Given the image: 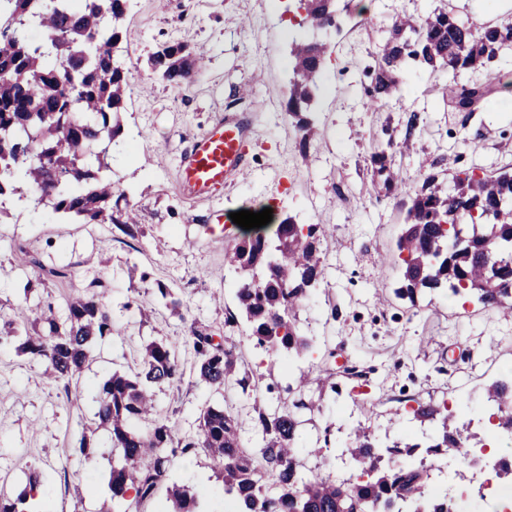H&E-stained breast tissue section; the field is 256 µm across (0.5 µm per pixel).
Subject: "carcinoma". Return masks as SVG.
<instances>
[{"label":"carcinoma","instance_id":"1","mask_svg":"<svg viewBox=\"0 0 512 512\" xmlns=\"http://www.w3.org/2000/svg\"><path fill=\"white\" fill-rule=\"evenodd\" d=\"M300 24L316 29L337 25L336 0H296ZM127 0H0V216L15 206L51 212L78 224L136 223L135 210L121 207L127 193L112 182V158L122 129L130 72L113 55L122 38ZM512 47V22L465 24L446 11L393 22L374 66L367 95L380 110L386 97L414 63L430 73L448 72V100L468 112L490 102L498 73L492 66ZM327 46L318 40L291 43L288 116L303 143L315 135L304 116L314 102ZM163 79L188 82L202 62L179 41L160 44L149 57ZM485 72L480 82L462 84L464 72ZM397 144L378 143L371 154L374 174L386 190L405 187L391 165ZM327 235L321 224H296L286 217L276 241L245 237L225 254L240 274L236 296L249 323V338L268 366H287L289 357L312 351L298 314L310 301L309 288L324 282ZM397 248L404 254L398 297L416 304L429 290L446 288L455 296L474 294L483 304L512 312V172L478 176L461 170L447 181L429 173L410 197L405 230ZM91 291L66 303L60 319L49 307L34 321L10 319L0 327V346L42 359L65 393L78 383L90 344L112 334L105 301L108 285L93 279ZM235 318L224 335L190 326L196 377L220 390L251 397L258 377L237 367L228 346ZM183 367L170 346L148 345L131 374L114 373L104 382L92 425L108 432L118 462L109 481L112 499L134 493L139 505L166 487L171 512H197L201 491L166 485L171 458L206 454L224 495L236 512H446L431 483L430 466L415 459L419 445L381 446L361 428L347 449L353 468L367 480L348 484L329 472L305 471L296 449L303 446L297 411L303 400L268 411L253 407L256 440L246 438L238 413L229 405L206 404L198 431L183 437L174 425L152 419V389L181 381ZM497 407V427L512 438V382L488 387ZM415 418L439 421L429 451L445 449L447 462L467 459L476 435L452 414L421 405ZM43 487L32 471L14 498L0 493V512H26V502Z\"/></svg>","mask_w":512,"mask_h":512}]
</instances>
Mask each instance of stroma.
Masks as SVG:
<instances>
[{
	"instance_id": "stroma-1",
	"label": "stroma",
	"mask_w": 512,
	"mask_h": 512,
	"mask_svg": "<svg viewBox=\"0 0 512 512\" xmlns=\"http://www.w3.org/2000/svg\"><path fill=\"white\" fill-rule=\"evenodd\" d=\"M338 8L339 29L316 33L292 20L294 0H129L117 51L132 76L121 134L126 151L113 179L127 191L138 224H66L54 215L36 221L19 209L0 219V315L32 318L48 304L65 315L66 298L100 278L109 285L106 302L119 332L92 343L76 402L39 361L12 347L0 350L1 493L16 495L37 469L53 512H100L106 504L125 512L126 502L113 500L109 489L108 435H92L93 460L78 448L103 382L134 370L149 343L175 347L185 370L181 383L156 388L158 419L192 434L200 408L223 402V393L196 380L189 326L218 334L238 311L237 276L224 251L245 231L229 219L223 233L211 229L214 211L228 199L254 212L272 208L279 220L325 225L333 238L326 279L299 314L301 331L317 348L294 366L319 377L324 355L332 352L337 366H356L359 375L340 372L321 410L302 412L306 470L345 476L350 461L340 444L360 425L389 444L431 433L432 422L406 415L420 402L470 404L471 429L484 433L486 389L512 367V317L474 295L435 290L414 307L396 297L406 210L387 196L369 155L385 134L407 142L393 162L412 188L423 179L424 158L447 179L461 169L494 175L511 166L512 51L496 64L502 84L492 104L474 112L449 106L447 75L422 70L407 72L387 106L373 110L366 71L396 18L444 9L465 23L493 24L512 21V0H339ZM312 36L327 43L328 53L311 115L319 137L304 147L285 110L288 49ZM166 41L185 42L203 59L192 82L171 84L149 65ZM414 111L420 121L410 132ZM225 114L247 126L249 173L212 194H190L179 181L180 159ZM22 251L39 258L42 268L18 266ZM52 268L64 278L49 276ZM158 282L182 292L180 310L159 300ZM247 333L243 325L233 337L239 368L264 383L287 384L283 371L267 372ZM327 427L337 447L320 448ZM170 479L205 490L203 512H224L222 485L204 455L173 458Z\"/></svg>"
}]
</instances>
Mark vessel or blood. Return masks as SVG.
Returning <instances> with one entry per match:
<instances>
[{"label":"vessel or blood","instance_id":"obj_1","mask_svg":"<svg viewBox=\"0 0 512 512\" xmlns=\"http://www.w3.org/2000/svg\"><path fill=\"white\" fill-rule=\"evenodd\" d=\"M246 131L242 122L217 119L190 147L179 170L185 187L205 194L223 187L236 173H244Z\"/></svg>","mask_w":512,"mask_h":512}]
</instances>
